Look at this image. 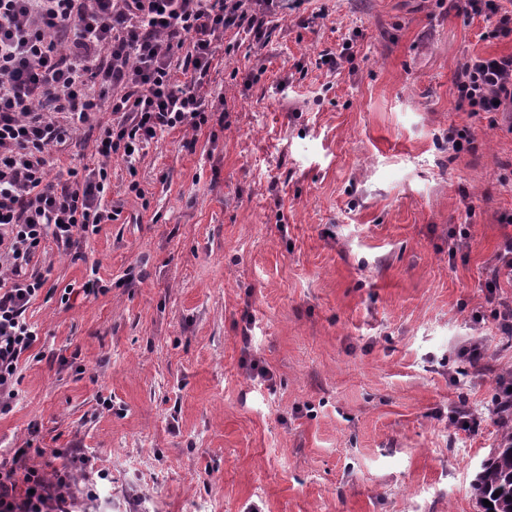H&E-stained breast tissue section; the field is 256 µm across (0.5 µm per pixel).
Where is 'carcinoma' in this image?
I'll return each instance as SVG.
<instances>
[{"instance_id":"obj_1","label":"carcinoma","mask_w":512,"mask_h":512,"mask_svg":"<svg viewBox=\"0 0 512 512\" xmlns=\"http://www.w3.org/2000/svg\"><path fill=\"white\" fill-rule=\"evenodd\" d=\"M499 428L497 448L482 462L469 486L482 512H512V424L502 421ZM485 499L493 507H486Z\"/></svg>"}]
</instances>
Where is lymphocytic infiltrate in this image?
<instances>
[{
    "instance_id": "f902f5d3",
    "label": "lymphocytic infiltrate",
    "mask_w": 512,
    "mask_h": 512,
    "mask_svg": "<svg viewBox=\"0 0 512 512\" xmlns=\"http://www.w3.org/2000/svg\"><path fill=\"white\" fill-rule=\"evenodd\" d=\"M279 0H0V406L16 397L17 368L37 340L26 311L44 284L32 272L46 239L78 252V235L98 233L117 212L103 199L109 162L135 164L166 130L208 126L199 91L229 31L264 48ZM489 20L490 38L512 36L503 0H467ZM457 105L485 114L489 128L512 122V54L469 56L455 81ZM111 113L108 122L99 113ZM95 123L96 162L58 169L74 133ZM485 281L499 329L512 334V298L497 296L512 275V236ZM26 449L0 462V512H76L97 497L105 472L87 455L78 467L27 465Z\"/></svg>"
}]
</instances>
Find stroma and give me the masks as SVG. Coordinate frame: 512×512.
Listing matches in <instances>:
<instances>
[{"mask_svg":"<svg viewBox=\"0 0 512 512\" xmlns=\"http://www.w3.org/2000/svg\"><path fill=\"white\" fill-rule=\"evenodd\" d=\"M486 27L448 0H289L266 48L226 33L201 87L223 123L158 134L133 174L113 157L116 219L83 260L36 256L0 457L80 448L107 474L95 512H480L468 487L512 380L483 286L512 234V132L458 109L454 73L512 53ZM346 44L342 69L318 65ZM473 336L482 371L458 355ZM462 401L478 431L449 423Z\"/></svg>","mask_w":512,"mask_h":512,"instance_id":"stroma-1","label":"stroma"}]
</instances>
